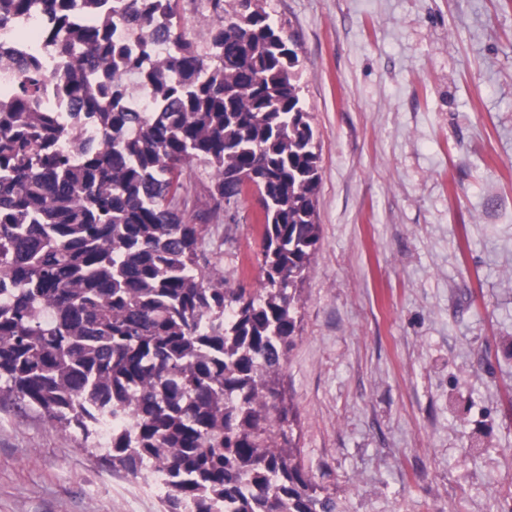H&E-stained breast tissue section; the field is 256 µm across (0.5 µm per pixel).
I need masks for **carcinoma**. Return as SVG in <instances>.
<instances>
[{
	"label": "carcinoma",
	"mask_w": 512,
	"mask_h": 512,
	"mask_svg": "<svg viewBox=\"0 0 512 512\" xmlns=\"http://www.w3.org/2000/svg\"><path fill=\"white\" fill-rule=\"evenodd\" d=\"M208 2L203 55L178 0H0V27L48 19L57 95L106 143L60 147L76 125L43 107L42 57L0 45L18 73L0 98V381L93 448L112 420L104 460L160 474L165 512H336L301 465L280 391L320 241L298 53L260 0ZM116 14L146 33L139 44L113 34ZM196 162L210 184L189 214ZM252 190L263 276L229 288L199 242Z\"/></svg>",
	"instance_id": "obj_1"
}]
</instances>
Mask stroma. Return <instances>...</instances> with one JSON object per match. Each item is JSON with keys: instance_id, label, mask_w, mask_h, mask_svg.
I'll list each match as a JSON object with an SVG mask.
<instances>
[{"instance_id": "stroma-1", "label": "stroma", "mask_w": 512, "mask_h": 512, "mask_svg": "<svg viewBox=\"0 0 512 512\" xmlns=\"http://www.w3.org/2000/svg\"><path fill=\"white\" fill-rule=\"evenodd\" d=\"M298 45L321 239L281 373L337 512H512V0H265ZM254 195L203 241L258 285ZM0 401V512H162Z\"/></svg>"}]
</instances>
